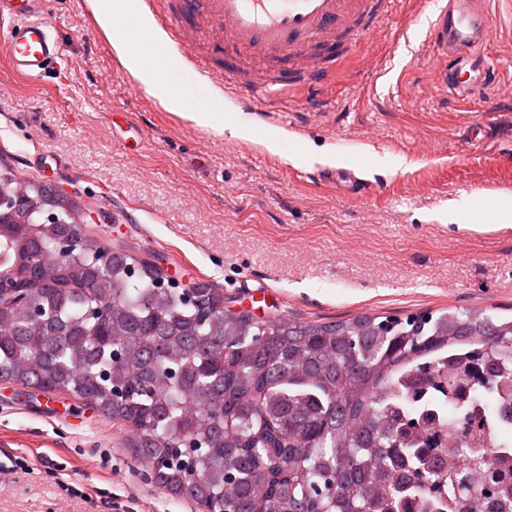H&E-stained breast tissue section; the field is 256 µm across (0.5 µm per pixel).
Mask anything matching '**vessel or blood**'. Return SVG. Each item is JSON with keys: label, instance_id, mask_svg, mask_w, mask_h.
<instances>
[{"label": "vessel or blood", "instance_id": "obj_1", "mask_svg": "<svg viewBox=\"0 0 512 512\" xmlns=\"http://www.w3.org/2000/svg\"><path fill=\"white\" fill-rule=\"evenodd\" d=\"M51 0H0V57L17 76L42 77L65 56V46L46 21ZM395 0H141L172 42H179L184 17L207 19L226 46L223 71L208 59L187 52L188 67L179 68L169 89L185 104L221 111L211 95L223 88L246 112L267 111L270 96L308 93V109L321 110L323 91L337 65L387 18ZM512 15V0H433L428 46L445 65L435 75L436 88L457 97L493 85L498 69L482 51L491 34L493 11ZM273 66L269 78L257 79L245 62ZM324 180L344 198L367 192L357 168L325 167Z\"/></svg>", "mask_w": 512, "mask_h": 512}]
</instances>
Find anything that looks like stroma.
Segmentation results:
<instances>
[{
    "mask_svg": "<svg viewBox=\"0 0 512 512\" xmlns=\"http://www.w3.org/2000/svg\"><path fill=\"white\" fill-rule=\"evenodd\" d=\"M426 18L418 0H397L338 66L327 111L288 101L259 135L258 115L226 104L225 122L243 129L232 137L167 110L122 70L92 8L52 0L62 64L32 81L0 58V164L71 193L109 244L264 319L511 316L512 227L474 216L512 212V20L494 18L485 47L502 62L498 83L460 101L434 87L436 56L414 37ZM478 118L491 127L483 143L467 136ZM286 136L293 152L270 148ZM329 155L359 160L365 198L318 180ZM130 443L96 408L0 380V512H197Z\"/></svg>",
    "mask_w": 512,
    "mask_h": 512,
    "instance_id": "stroma-1",
    "label": "stroma"
}]
</instances>
